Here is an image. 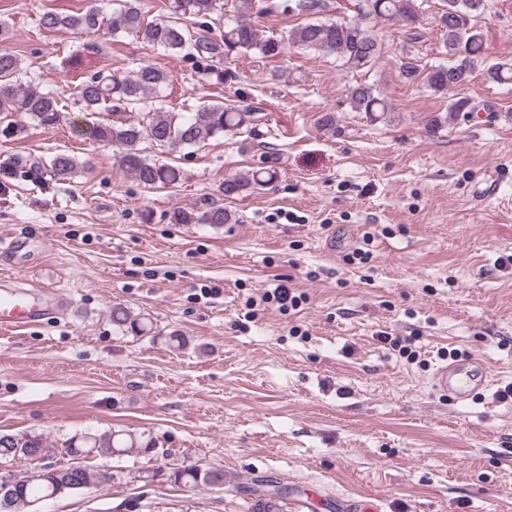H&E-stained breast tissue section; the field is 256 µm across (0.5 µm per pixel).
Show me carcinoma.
<instances>
[{"instance_id": "carcinoma-1", "label": "carcinoma", "mask_w": 512, "mask_h": 512, "mask_svg": "<svg viewBox=\"0 0 512 512\" xmlns=\"http://www.w3.org/2000/svg\"><path fill=\"white\" fill-rule=\"evenodd\" d=\"M366 14L390 22H402L407 39L418 38L423 0H364ZM479 0H446V8L436 18L445 62L427 68L416 63L408 52L399 58V69L405 79L420 83L434 93L446 94L463 89L473 78L476 67L488 80L498 84L512 83V63H485L483 33L477 20L485 10L476 7ZM298 11L308 21L289 30L285 36L267 35L254 17L269 10L264 0H238L235 14L224 18V31L214 35L211 29L200 26L190 30L183 18L208 17L224 12V0H169L168 15L147 20L142 0H116V7L105 17L96 7L82 13L63 14L46 11L40 26L46 30L70 29L90 32L103 25L114 35H131L175 55H184L213 68L224 58L240 52L259 51L263 56L276 58L286 45L323 52L336 57L348 72L372 67L381 57V46L372 31L359 23H343L324 17L326 0H298ZM171 81L166 70L143 64L131 74L117 77L98 72L76 88L77 101L86 112L106 113V118L89 126L88 133L97 141L114 147L119 166L147 189L160 188L180 179V171L159 164L144 155L141 142L149 140L158 146L172 149L202 147L208 141L226 133L241 134L259 121L258 108L251 104H202L184 114L170 112L164 106L146 107L147 100ZM349 104L354 112H362L373 122L389 117L391 106L383 93L370 84L357 83L350 87ZM138 112L140 120L129 122L119 112ZM476 107L466 97H457L448 105L447 116L458 119L461 113L472 114ZM24 114L36 125L49 128L61 125L66 118L60 99L43 92L33 82L23 80L18 58L0 52V114ZM86 170V163L67 152L52 156L49 163L33 160L30 171L37 175L48 172L59 180H70ZM277 178L270 169L256 176H239L224 180L222 193L235 196L256 185H265ZM232 215L221 206L205 210L178 207L173 210L174 224H226ZM112 326L139 337L156 336V324L146 314L132 315L120 305L112 307ZM92 453L121 456L129 453H156V442L141 433L119 429L108 432H83L64 441L61 446L50 445L42 438H18L0 434V460L18 456L48 459L57 454L72 461L58 465L45 464L36 472L24 476L12 490L0 495V512H36V505L66 492L83 489L98 479L107 481L106 473L95 474L79 462ZM168 478L175 484L194 490L199 487H224V471L218 468L176 467Z\"/></svg>"}]
</instances>
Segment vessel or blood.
Masks as SVG:
<instances>
[{"mask_svg": "<svg viewBox=\"0 0 512 512\" xmlns=\"http://www.w3.org/2000/svg\"><path fill=\"white\" fill-rule=\"evenodd\" d=\"M73 302L63 289L44 294L42 300L10 285L0 286V327L19 328L43 326L67 317ZM490 382L488 370L480 364L451 363L441 366L433 377L435 390L453 396L456 401L468 400Z\"/></svg>", "mask_w": 512, "mask_h": 512, "instance_id": "obj_1", "label": "vessel or blood"}]
</instances>
